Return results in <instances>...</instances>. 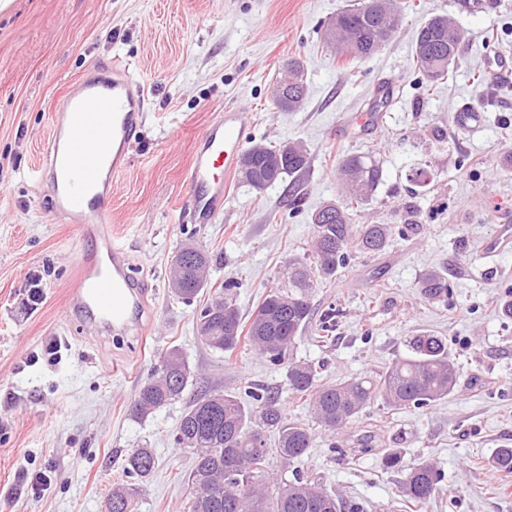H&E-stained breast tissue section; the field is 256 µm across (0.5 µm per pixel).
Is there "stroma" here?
<instances>
[{
    "instance_id": "35a3bbf8",
    "label": "stroma",
    "mask_w": 512,
    "mask_h": 512,
    "mask_svg": "<svg viewBox=\"0 0 512 512\" xmlns=\"http://www.w3.org/2000/svg\"><path fill=\"white\" fill-rule=\"evenodd\" d=\"M353 0H13L0 13V512H108L112 488L133 487L132 512H188L189 449L175 442L185 408L200 394L243 395L256 385L277 393L289 420L309 426L313 446L300 465L365 512H409L401 473L382 465L386 449L405 463L432 459L445 478L419 512H512V475L489 463L512 448V319L500 302L512 292V253L482 258V241L512 225V85L490 83L487 47L512 57V0H400L404 20L378 54L337 57L323 41L329 19ZM454 18L465 34L459 67L424 89L412 48L431 15ZM305 68L308 96L294 112L273 102L284 63ZM129 64L147 99L131 164L112 180V225L144 282L146 339L91 333L69 316L67 288L83 244L76 225L30 179L42 162L51 108L93 66ZM396 94L379 129L348 132L367 112L380 82ZM247 112L254 141H303L311 170L296 184L298 215L286 207L287 183L257 192L231 181L224 210L209 224H184L186 171L194 142L224 108ZM482 108L480 122L458 128V112ZM376 151L383 180L353 213L354 225L390 224L380 253L352 251L330 279L315 281L313 317L335 306V340L297 343L299 358L321 359V381L373 377L408 353L411 336L446 339L463 369L459 386L424 408L375 401L340 433L315 425L284 372L251 347L211 349L196 336L200 309L224 282L250 316L270 289L285 286L290 259L313 235L310 217L338 199L342 157ZM429 171L415 186L414 168ZM212 257L207 285L186 303L168 288V266L185 239ZM430 270L448 274L447 301L419 290ZM42 301L27 300L30 276ZM57 354H48L49 346ZM190 368L183 396L155 414L130 412L137 390L170 349ZM137 448L155 454L146 478L128 476ZM49 481L33 487L37 473Z\"/></svg>"
}]
</instances>
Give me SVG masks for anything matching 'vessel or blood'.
I'll return each instance as SVG.
<instances>
[{"mask_svg":"<svg viewBox=\"0 0 512 512\" xmlns=\"http://www.w3.org/2000/svg\"><path fill=\"white\" fill-rule=\"evenodd\" d=\"M496 82L512 81V60L494 54L486 67ZM144 96L128 67H96L59 99L37 182L50 184L51 208L78 225L87 249L77 254L78 275L68 290L67 310L88 323L104 319L113 329L142 322L145 291L132 273L125 248L112 234V178L130 162L133 139L141 125ZM252 139L244 111L235 107L211 121L198 137L186 180L193 204L184 217L209 224L222 212L231 179L240 169ZM512 247V226L502 225L480 251L494 257Z\"/></svg>","mask_w":512,"mask_h":512,"instance_id":"b4317fda","label":"vessel or blood"}]
</instances>
